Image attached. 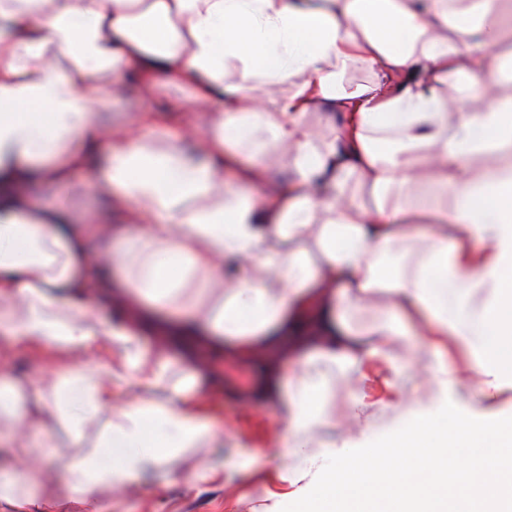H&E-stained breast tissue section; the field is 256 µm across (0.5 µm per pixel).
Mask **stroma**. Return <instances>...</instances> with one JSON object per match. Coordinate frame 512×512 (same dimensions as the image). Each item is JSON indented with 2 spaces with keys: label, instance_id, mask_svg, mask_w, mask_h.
Here are the masks:
<instances>
[{
  "label": "stroma",
  "instance_id": "35a3bbf8",
  "mask_svg": "<svg viewBox=\"0 0 512 512\" xmlns=\"http://www.w3.org/2000/svg\"><path fill=\"white\" fill-rule=\"evenodd\" d=\"M128 104L141 112L168 108L204 117L190 90L158 85L153 94L128 93ZM98 164L74 170L67 184L33 183L27 193L35 200L60 206L79 201L87 218L105 207L96 190ZM196 359L209 369L207 410L224 433L215 448L183 449L169 466L168 477L145 479L122 499L112 502V512H323L321 487L308 489L304 500L288 499V451L274 445L284 426L259 389L269 369L287 374L292 364L279 351L264 357L231 359L202 348Z\"/></svg>",
  "mask_w": 512,
  "mask_h": 512
}]
</instances>
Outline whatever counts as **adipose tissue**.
I'll use <instances>...</instances> for the list:
<instances>
[{
	"mask_svg": "<svg viewBox=\"0 0 512 512\" xmlns=\"http://www.w3.org/2000/svg\"><path fill=\"white\" fill-rule=\"evenodd\" d=\"M507 39L512 0H0V337L13 340L0 347V444L47 458L64 422L66 497L105 512L104 492L127 493L177 449L222 438L204 414L205 368L161 401L113 403V382H159L178 340L191 343L187 359L197 345L261 355L304 324L293 375L263 384L286 423L293 499L319 485L329 512L512 506V436L495 457L475 453L512 408L498 354L512 345ZM352 68L365 79L344 81ZM465 76L467 104L439 95ZM161 81L213 105L205 123L166 111L113 122L115 94ZM315 109L335 120L321 139L306 123ZM175 124L180 136H166ZM78 136L88 151L73 150ZM101 143L116 218L85 224L18 194L67 183ZM489 152L496 162L482 163ZM276 156L293 172L284 190L267 182ZM424 183L411 207L408 190ZM91 279L112 320L83 305ZM148 326L151 350L139 343ZM16 350L51 368L24 407ZM438 399L465 434L432 429L424 452L349 469L353 449L380 435L431 429ZM374 465L400 476L365 483ZM42 475L0 465V512H44Z\"/></svg>",
	"mask_w": 512,
	"mask_h": 512,
	"instance_id": "obj_1",
	"label": "adipose tissue"
}]
</instances>
